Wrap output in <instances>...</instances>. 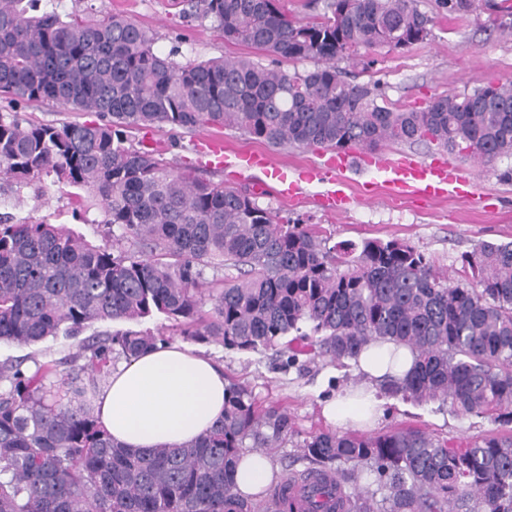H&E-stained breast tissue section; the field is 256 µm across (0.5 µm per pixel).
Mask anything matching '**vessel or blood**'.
Segmentation results:
<instances>
[{"instance_id":"vessel-or-blood-1","label":"vessel or blood","mask_w":512,"mask_h":512,"mask_svg":"<svg viewBox=\"0 0 512 512\" xmlns=\"http://www.w3.org/2000/svg\"><path fill=\"white\" fill-rule=\"evenodd\" d=\"M204 149L215 165L220 166L231 160L245 171L263 169L268 178L276 181L280 196L294 195L298 189V182L289 178L287 167L274 164L262 154L243 151L227 156L224 143L218 138L205 141ZM374 167L382 174V185L393 198L405 193H416L432 199L458 192L461 182L458 174L448 167L426 164L409 155L396 159L375 157Z\"/></svg>"}]
</instances>
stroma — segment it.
<instances>
[{
  "label": "stroma",
  "instance_id": "35a3bbf8",
  "mask_svg": "<svg viewBox=\"0 0 512 512\" xmlns=\"http://www.w3.org/2000/svg\"><path fill=\"white\" fill-rule=\"evenodd\" d=\"M492 2L475 0L473 11L459 17L441 9L438 0H419L420 9L434 19L431 36L404 51H377L373 64L352 67L353 76L360 83H379L388 103L411 107L425 106L437 94H460L491 81H512V32L492 25ZM43 6L62 14L124 13L156 32L159 53L176 52L181 62L248 52L245 45L225 43L210 21L183 18L173 0H43ZM220 134L232 149L255 151L294 169L320 168L336 156L335 151L320 147L274 148L226 128ZM134 137L138 148L160 151L175 171L248 191L281 221L316 226L335 243L367 238L403 240L429 256L436 272L455 280L464 277L462 253L485 241H512V181L499 178L500 172L512 167L510 157L479 161L422 143H388L379 148V155L403 153L458 168L464 178L460 194L435 202L421 196L392 201L371 198L367 192L379 176L374 168L362 165L343 174L340 187L351 204L339 213L326 199L329 190L338 187L335 182L304 181L294 197L284 198L260 170L242 174L232 166H210L197 150V134L149 127L136 131ZM0 213L64 224L95 244L110 239L100 212L73 218L67 195L54 188L1 191ZM78 344V339L62 336L31 346L0 343V364L21 359L30 369L35 362L55 360L69 370L76 366ZM200 349L223 363L228 378L245 386L258 403L287 406L294 431L272 450L271 457L279 476L308 471L310 463L301 446L310 435L328 429L323 405L357 382L353 366L341 367L304 355L297 365L288 367L274 351L236 353L215 341L201 344ZM383 402L385 415L377 427L381 433L417 427L437 439L459 444L500 431L491 418L456 413L447 403L388 396Z\"/></svg>",
  "mask_w": 512,
  "mask_h": 512
}]
</instances>
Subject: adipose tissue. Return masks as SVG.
I'll return each mask as SVG.
<instances>
[{
	"instance_id": "1",
	"label": "adipose tissue",
	"mask_w": 512,
	"mask_h": 512,
	"mask_svg": "<svg viewBox=\"0 0 512 512\" xmlns=\"http://www.w3.org/2000/svg\"><path fill=\"white\" fill-rule=\"evenodd\" d=\"M412 367L409 349L390 343L364 348L357 359L360 381L323 413L332 423L375 425L382 415L372 393L384 374L403 376ZM224 368L179 343H169L119 363L100 389L95 412L114 440L134 452L176 448L199 439L224 415ZM269 455H243L236 489L256 494L276 477Z\"/></svg>"
}]
</instances>
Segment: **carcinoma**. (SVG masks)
<instances>
[{
	"label": "carcinoma",
	"mask_w": 512,
	"mask_h": 512,
	"mask_svg": "<svg viewBox=\"0 0 512 512\" xmlns=\"http://www.w3.org/2000/svg\"><path fill=\"white\" fill-rule=\"evenodd\" d=\"M38 2L0 0V97L98 121L33 124L1 112L0 178L17 191L73 189L74 212L100 211L141 255L0 216V343L156 316L190 340L273 350L288 365L315 347L341 364L389 341L410 349L413 368L385 377L384 393L448 401L503 431L465 445L414 428L318 432L302 446L313 468L301 486L287 477L259 505L234 492V473L245 448L270 451L293 432L288 408H262L231 382L224 419L202 439L131 453L102 428L93 400L114 359L168 340L127 329L82 341L77 372L54 360L32 371L22 359L0 366V512H512V241L464 254L472 282H453L404 241L331 245L307 225L280 223L250 193L177 172L130 140L143 126L224 127L274 147L425 143L492 160L512 154V81L417 109L380 103L378 85L349 79L338 62L431 35L418 0H326L305 23L278 0H179L183 16L211 20L224 42L266 63L178 62L124 13L63 16ZM296 61L314 67L288 69ZM208 269L228 274L205 317L198 286ZM365 468L377 489H360Z\"/></svg>",
	"instance_id": "obj_1"
}]
</instances>
